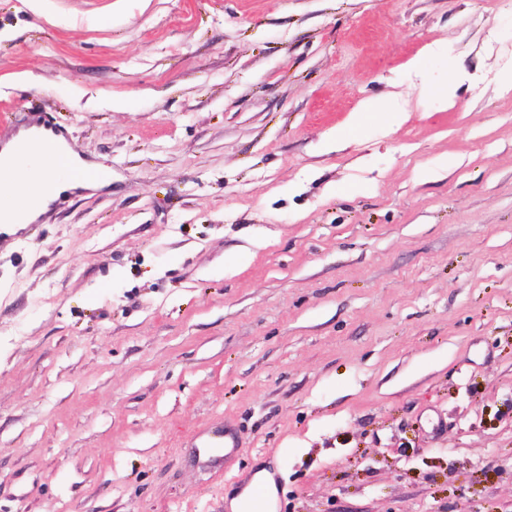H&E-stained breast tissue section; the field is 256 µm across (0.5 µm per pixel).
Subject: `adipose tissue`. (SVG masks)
Listing matches in <instances>:
<instances>
[{
    "label": "adipose tissue",
    "instance_id": "adipose-tissue-1",
    "mask_svg": "<svg viewBox=\"0 0 512 512\" xmlns=\"http://www.w3.org/2000/svg\"><path fill=\"white\" fill-rule=\"evenodd\" d=\"M79 186L49 152L5 153L0 157V223H30L62 193Z\"/></svg>",
    "mask_w": 512,
    "mask_h": 512
}]
</instances>
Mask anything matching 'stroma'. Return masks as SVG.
Masks as SVG:
<instances>
[{
	"label": "stroma",
	"instance_id": "35a3bbf8",
	"mask_svg": "<svg viewBox=\"0 0 512 512\" xmlns=\"http://www.w3.org/2000/svg\"><path fill=\"white\" fill-rule=\"evenodd\" d=\"M511 70L512 0H0L104 173L0 224V512H512ZM224 445V456L215 452L216 445ZM241 439L237 429L225 421L224 423V437H216L200 441L195 447V452L199 457L203 458L209 463L221 466L223 458L227 454L228 448H240ZM261 486L265 488L266 492L261 501H256L253 496L255 487ZM273 491L265 484L263 473H259L253 481L250 488L244 493L240 494L232 503L233 509L241 512L242 510L248 511L249 509H267L272 506Z\"/></svg>",
	"mask_w": 512,
	"mask_h": 512
}]
</instances>
